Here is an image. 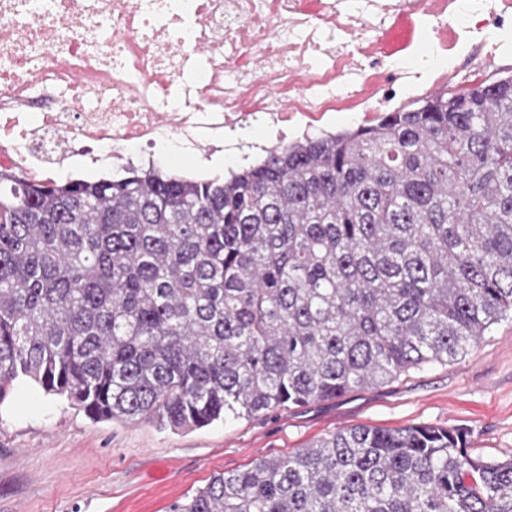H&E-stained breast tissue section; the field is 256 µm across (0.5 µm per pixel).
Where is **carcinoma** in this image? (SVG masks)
I'll use <instances>...</instances> for the list:
<instances>
[{
    "label": "carcinoma",
    "mask_w": 512,
    "mask_h": 512,
    "mask_svg": "<svg viewBox=\"0 0 512 512\" xmlns=\"http://www.w3.org/2000/svg\"><path fill=\"white\" fill-rule=\"evenodd\" d=\"M512 317V77L275 146L221 180L0 176V402L256 418L463 356ZM171 512H512L460 427L345 428Z\"/></svg>",
    "instance_id": "obj_1"
}]
</instances>
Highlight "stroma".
Listing matches in <instances>:
<instances>
[{"label":"stroma","mask_w":512,"mask_h":512,"mask_svg":"<svg viewBox=\"0 0 512 512\" xmlns=\"http://www.w3.org/2000/svg\"><path fill=\"white\" fill-rule=\"evenodd\" d=\"M241 156L202 164L161 148L154 165L224 178ZM462 427L476 458L512 457V320L446 364L385 385L252 419L192 430L156 420L95 421L29 380L0 402V512H170L210 477L295 452L342 428Z\"/></svg>","instance_id":"35a3bbf8"}]
</instances>
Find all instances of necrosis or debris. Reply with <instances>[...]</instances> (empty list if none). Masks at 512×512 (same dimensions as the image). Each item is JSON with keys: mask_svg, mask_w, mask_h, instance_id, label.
Here are the masks:
<instances>
[{"mask_svg": "<svg viewBox=\"0 0 512 512\" xmlns=\"http://www.w3.org/2000/svg\"><path fill=\"white\" fill-rule=\"evenodd\" d=\"M512 69V0H0V174L326 133Z\"/></svg>", "mask_w": 512, "mask_h": 512, "instance_id": "obj_1", "label": "necrosis or debris"}]
</instances>
